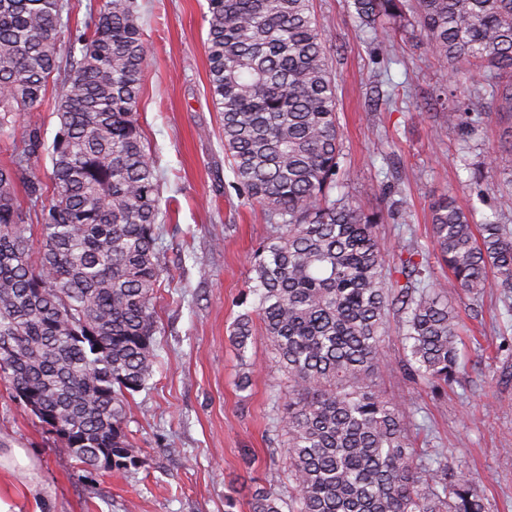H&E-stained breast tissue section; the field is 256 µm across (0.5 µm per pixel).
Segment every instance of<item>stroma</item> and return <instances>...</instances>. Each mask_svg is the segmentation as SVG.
Wrapping results in <instances>:
<instances>
[{
  "mask_svg": "<svg viewBox=\"0 0 512 512\" xmlns=\"http://www.w3.org/2000/svg\"><path fill=\"white\" fill-rule=\"evenodd\" d=\"M58 35L59 69L42 105L21 125L57 130L55 107L67 83L71 42L98 0H71ZM147 45L139 123L160 185L156 302L159 361L148 389L129 398L126 432L138 459L120 473L77 463L61 441L0 381V501L9 512H249L256 485L287 494L276 400L287 379L262 333L245 357L229 341L250 276L249 256L271 226L259 206L240 199L224 159L220 114L207 79L206 0H135ZM337 75L343 132L340 181L363 211L391 210L378 238L388 256L432 250L430 203L443 193L475 220L498 216L508 185L486 172L489 153L512 167V116L484 96L479 130L437 127L448 69L417 37L377 29L361 35L352 0H313ZM432 281L467 332L462 370L445 392L387 372L381 388L403 400L418 426L417 444L443 451L455 471L478 481L486 512H512V294L493 289L474 301L436 258ZM252 365L246 389L236 386L242 362Z\"/></svg>",
  "mask_w": 512,
  "mask_h": 512,
  "instance_id": "stroma-1",
  "label": "stroma"
}]
</instances>
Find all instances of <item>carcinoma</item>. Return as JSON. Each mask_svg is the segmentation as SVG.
<instances>
[{"instance_id":"1","label":"carcinoma","mask_w":512,"mask_h":512,"mask_svg":"<svg viewBox=\"0 0 512 512\" xmlns=\"http://www.w3.org/2000/svg\"><path fill=\"white\" fill-rule=\"evenodd\" d=\"M313 0H207L209 89L235 189L275 231L250 257L253 309L230 336L246 360L259 320L287 377L288 497L258 488L250 512H485L477 483L442 452L419 448L413 415L379 387L383 337L400 317L399 372L433 391L460 372L461 325L426 278L417 249L388 258L381 211L336 190L342 157L337 80ZM360 29L409 24L448 66L453 95L485 88L512 116V0H353ZM69 0H0V379L41 408L39 420L86 467L138 460L125 432L128 396L157 362L159 179L137 117L147 49L132 0H100L72 58L50 147L17 119L41 105L57 68ZM436 121L471 129L481 113L443 107ZM47 149L52 196L30 245L27 174ZM435 254L474 299L512 290V233L473 222L453 195L431 204Z\"/></svg>"}]
</instances>
